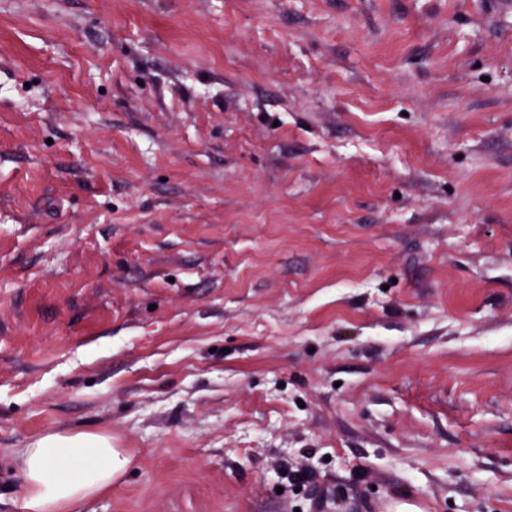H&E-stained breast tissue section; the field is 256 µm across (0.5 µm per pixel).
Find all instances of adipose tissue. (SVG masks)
<instances>
[{"label":"adipose tissue","instance_id":"obj_1","mask_svg":"<svg viewBox=\"0 0 512 512\" xmlns=\"http://www.w3.org/2000/svg\"><path fill=\"white\" fill-rule=\"evenodd\" d=\"M23 477L21 512H76L112 487L129 467L124 449L98 434L48 433L16 453Z\"/></svg>","mask_w":512,"mask_h":512}]
</instances>
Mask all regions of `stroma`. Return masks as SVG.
I'll list each match as a JSON object with an SVG mask.
<instances>
[{"instance_id": "1", "label": "stroma", "mask_w": 512, "mask_h": 512, "mask_svg": "<svg viewBox=\"0 0 512 512\" xmlns=\"http://www.w3.org/2000/svg\"><path fill=\"white\" fill-rule=\"evenodd\" d=\"M495 2L0 0V512H512ZM23 477L22 512H75L112 488L131 464L122 448L98 434L48 433L16 453Z\"/></svg>"}]
</instances>
